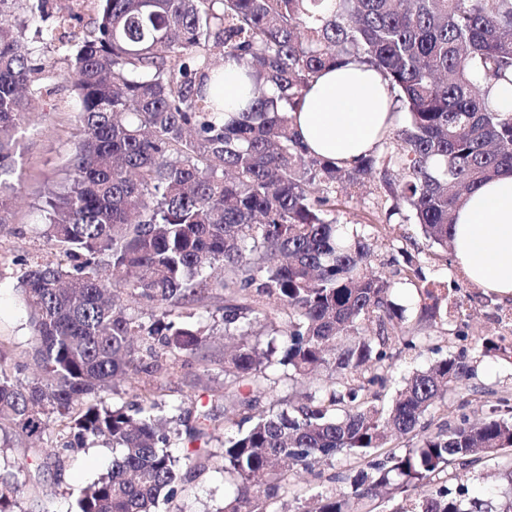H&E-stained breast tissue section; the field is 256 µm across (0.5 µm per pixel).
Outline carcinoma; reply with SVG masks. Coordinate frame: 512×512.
<instances>
[{
    "mask_svg": "<svg viewBox=\"0 0 512 512\" xmlns=\"http://www.w3.org/2000/svg\"><path fill=\"white\" fill-rule=\"evenodd\" d=\"M66 52L80 102L65 177L42 197L41 235L60 260L25 268L16 289L30 315L40 374L19 382L0 359V431L40 439L54 425L60 450L103 437L112 469L82 488L78 512H162L175 493L173 439L206 468L214 407L158 412L142 389L129 406L89 401L114 380L186 364L206 347L204 329L177 308L224 289V502L216 512H271L297 469L352 458L315 512H491L474 464L504 459L512 512V416L424 435L412 448L392 437L418 432L426 413L475 375L468 354L512 362V339L473 342L403 378L379 405L397 346L430 336L398 334L403 308L386 276L369 271L371 248L347 236L336 197L314 188L355 184L379 171L384 189L424 236L453 251L450 228L479 184L512 170V112L491 99L512 85V0H98L90 26L62 18L58 0H22ZM0 0V223L18 180V134L41 112L54 70ZM252 80L248 108L224 117L216 55ZM354 57L379 70L407 113L382 160L354 168L309 155L292 128L324 68ZM153 309L143 322L116 301ZM419 321L448 322V295L420 289ZM271 327L261 345L256 324ZM322 371L295 401L274 393ZM268 396L262 402L260 396ZM182 425L184 430L173 428ZM0 472V512H12L17 472Z\"/></svg>",
    "mask_w": 512,
    "mask_h": 512,
    "instance_id": "1",
    "label": "carcinoma"
}]
</instances>
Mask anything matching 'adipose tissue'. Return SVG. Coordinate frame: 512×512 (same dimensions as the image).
Here are the masks:
<instances>
[{
  "mask_svg": "<svg viewBox=\"0 0 512 512\" xmlns=\"http://www.w3.org/2000/svg\"><path fill=\"white\" fill-rule=\"evenodd\" d=\"M380 71L355 59L327 68L305 93L293 127L316 156L352 168L395 119ZM454 256L476 286L512 296V172L480 185L451 229Z\"/></svg>",
  "mask_w": 512,
  "mask_h": 512,
  "instance_id": "adipose-tissue-1",
  "label": "adipose tissue"
}]
</instances>
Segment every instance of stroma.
I'll return each mask as SVG.
<instances>
[{
	"label": "stroma",
	"instance_id": "obj_1",
	"mask_svg": "<svg viewBox=\"0 0 512 512\" xmlns=\"http://www.w3.org/2000/svg\"><path fill=\"white\" fill-rule=\"evenodd\" d=\"M53 57L56 67L48 82L51 92L42 98L45 112L20 135L22 173L15 184L13 208L0 224V352L12 363L32 361L29 315L18 302L15 284L24 264L44 262L52 253L39 234L42 217L38 204L48 185L58 180L77 133L79 105L65 80L68 61L60 51ZM334 191L337 222L366 238L374 253V271L393 282L396 301L406 308V335L417 333V291L426 283L447 289L449 303L456 305L473 336L512 334V298L468 282L452 254L431 246L424 238L410 211L392 214L394 201L383 188L379 174L357 184L335 185ZM407 253L420 264L421 278L406 274L403 256ZM212 327L214 334L198 362L175 366L163 376L139 374L136 382L123 381L113 390L94 396V403L106 407L129 404L139 387L156 389L162 401L180 403L187 410L207 402L209 390L224 386V325L217 319ZM455 328L452 322L432 328L437 350L422 347L394 358L393 382L427 366L437 354L460 352L463 344L455 338ZM503 401L512 406V363L483 357L475 364L468 390L449 392L445 402L427 414L422 424L426 432L432 433L439 425L457 423L463 416L472 421L487 417L492 407ZM56 444L52 433L44 434L33 446L13 437L0 452L1 467L22 460L29 464L28 471L19 476L23 487L15 512H76L80 489L112 465L113 452L102 441H90L68 452L57 451ZM210 450L213 457L205 470L183 469L170 512H216L222 504L223 440L213 441Z\"/></svg>",
	"mask_w": 512,
	"mask_h": 512
}]
</instances>
